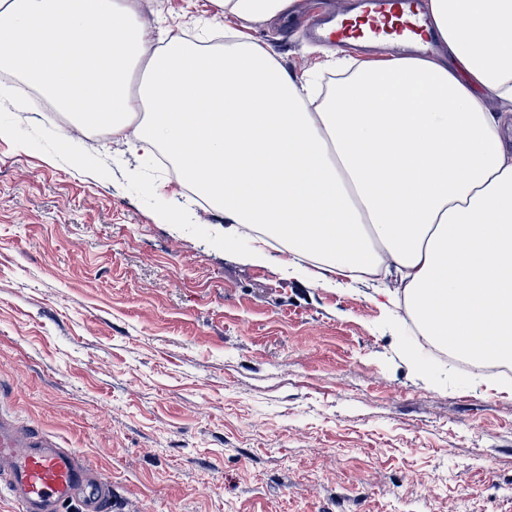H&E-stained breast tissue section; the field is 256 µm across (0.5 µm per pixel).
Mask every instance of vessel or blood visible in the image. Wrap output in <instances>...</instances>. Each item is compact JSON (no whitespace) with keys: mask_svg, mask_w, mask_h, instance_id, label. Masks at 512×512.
<instances>
[{"mask_svg":"<svg viewBox=\"0 0 512 512\" xmlns=\"http://www.w3.org/2000/svg\"><path fill=\"white\" fill-rule=\"evenodd\" d=\"M359 25L338 17L325 19L314 32L317 41L344 48L363 41L411 43L428 50L433 23L421 0H361ZM0 494L17 512H61L80 502L82 512H110L112 487L77 451L39 426H22L0 409Z\"/></svg>","mask_w":512,"mask_h":512,"instance_id":"1","label":"vessel or blood"}]
</instances>
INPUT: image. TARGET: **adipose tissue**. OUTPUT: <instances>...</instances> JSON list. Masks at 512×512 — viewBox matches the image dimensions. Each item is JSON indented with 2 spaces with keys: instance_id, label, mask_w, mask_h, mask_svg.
Here are the masks:
<instances>
[{
  "instance_id": "obj_1",
  "label": "adipose tissue",
  "mask_w": 512,
  "mask_h": 512,
  "mask_svg": "<svg viewBox=\"0 0 512 512\" xmlns=\"http://www.w3.org/2000/svg\"><path fill=\"white\" fill-rule=\"evenodd\" d=\"M428 10L444 56L359 62L319 105L318 79L244 33L155 47L139 0H0V66L72 129L138 123L142 157L170 154L178 182L223 212L225 243L248 229L259 258L277 239L334 275L394 276L436 345L511 364L512 0Z\"/></svg>"
}]
</instances>
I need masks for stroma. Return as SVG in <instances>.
Masks as SVG:
<instances>
[{"label":"stroma","instance_id":"stroma-1","mask_svg":"<svg viewBox=\"0 0 512 512\" xmlns=\"http://www.w3.org/2000/svg\"><path fill=\"white\" fill-rule=\"evenodd\" d=\"M316 2L139 19L152 41L245 32L303 79L327 54L303 33ZM51 112L0 73V406L111 479L112 512H512V375L420 345L393 279L323 284L279 241L225 244L135 127Z\"/></svg>","mask_w":512,"mask_h":512}]
</instances>
